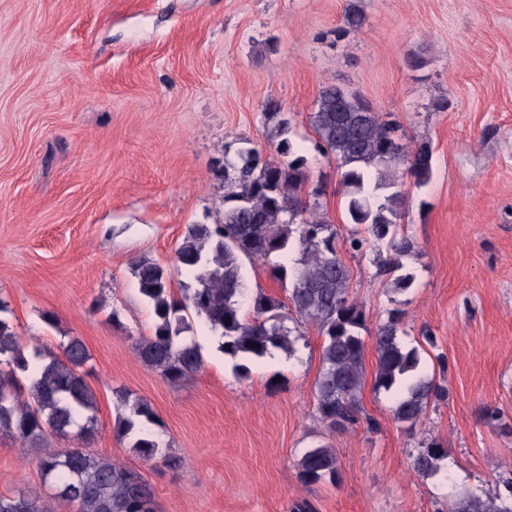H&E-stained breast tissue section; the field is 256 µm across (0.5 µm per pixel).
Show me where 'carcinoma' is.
<instances>
[{
	"instance_id": "obj_1",
	"label": "carcinoma",
	"mask_w": 512,
	"mask_h": 512,
	"mask_svg": "<svg viewBox=\"0 0 512 512\" xmlns=\"http://www.w3.org/2000/svg\"><path fill=\"white\" fill-rule=\"evenodd\" d=\"M342 22V33L361 28L358 0H348ZM264 119L272 123L277 157L263 158L258 150L244 147L224 154L222 218L215 224L188 225L175 251L177 269L192 278L180 288V296L174 295L169 268L146 258L132 261L138 291L155 316L153 334L136 343L137 356L171 384L190 378L203 365L197 344L181 339L191 311L203 317L218 337V350L235 360L233 372L242 376L249 371L247 363L274 349L292 350L301 324L311 322L323 337L315 409L326 428L343 431L362 419L366 326L363 310L351 296V270L340 247L352 254L371 251L386 291L399 293L412 286L414 277L403 263L414 244L400 224L405 202L400 167L415 187H424L433 176V151L427 141L407 149L395 135L396 125L362 94L336 84L323 86L310 126L316 148L336 159L347 223L353 225L344 238L320 213L323 189L305 192L306 159L289 137L291 120L272 104ZM294 247L300 252L297 267L269 266L270 277L288 287V302L260 292L244 311L241 257L265 262ZM404 316L403 309L391 308L376 328L374 386L398 389L393 417L412 427L431 401L443 397V389L418 372L419 350L402 345ZM90 360L79 336L62 342L58 354L37 348L27 353L10 319L0 317V365H5L0 369V434L38 453L42 480L51 481L56 497L73 504L76 512H157L153 488L137 470L81 447L94 437L97 425V399L87 382ZM22 376L28 385L20 383ZM125 405L128 413L118 417L116 432L132 437L133 451L150 460L159 453V442L149 426L161 422L143 399ZM54 439L80 446L54 449ZM446 457L447 449L433 440L413 456L412 467L421 477L434 476ZM298 466L305 483L336 481V451L326 445L305 451ZM502 486L493 493L462 495L449 512H512V471ZM0 512H50V506L37 489L24 487L0 496Z\"/></svg>"
}]
</instances>
